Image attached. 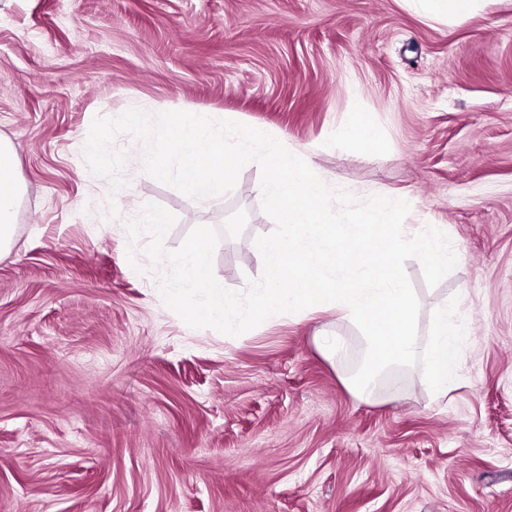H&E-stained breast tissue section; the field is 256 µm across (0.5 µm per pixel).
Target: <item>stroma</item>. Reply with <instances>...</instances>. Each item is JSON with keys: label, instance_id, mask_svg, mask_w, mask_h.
I'll return each mask as SVG.
<instances>
[{"label": "stroma", "instance_id": "stroma-1", "mask_svg": "<svg viewBox=\"0 0 512 512\" xmlns=\"http://www.w3.org/2000/svg\"><path fill=\"white\" fill-rule=\"evenodd\" d=\"M132 107L253 126L329 186L407 201L406 236L443 230L455 269L405 270L420 336L458 300L448 398L416 365L354 396L366 343L328 313L228 336L169 309L127 234L143 205L176 215L169 251L219 230L235 291L276 224L256 164L195 200L126 133L112 190L82 142ZM355 112L375 147L343 137ZM0 138L24 186L0 254V512H512V0L455 22L410 0H0Z\"/></svg>", "mask_w": 512, "mask_h": 512}]
</instances>
